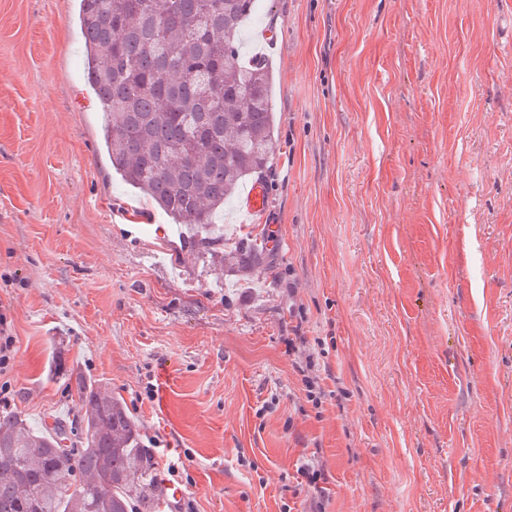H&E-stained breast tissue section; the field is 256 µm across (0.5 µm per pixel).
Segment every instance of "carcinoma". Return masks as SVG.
I'll use <instances>...</instances> for the list:
<instances>
[{
  "mask_svg": "<svg viewBox=\"0 0 512 512\" xmlns=\"http://www.w3.org/2000/svg\"><path fill=\"white\" fill-rule=\"evenodd\" d=\"M263 0H80L84 76L121 181L192 234L180 250L243 280L270 269L272 237L215 229L273 151L269 61L242 58ZM72 414L32 427L0 412V512H157L166 487L141 426L105 384L66 369Z\"/></svg>",
  "mask_w": 512,
  "mask_h": 512,
  "instance_id": "1",
  "label": "carcinoma"
}]
</instances>
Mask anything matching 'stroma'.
Instances as JSON below:
<instances>
[{"label": "stroma", "mask_w": 512, "mask_h": 512, "mask_svg": "<svg viewBox=\"0 0 512 512\" xmlns=\"http://www.w3.org/2000/svg\"><path fill=\"white\" fill-rule=\"evenodd\" d=\"M245 37L275 112L264 217L224 220L274 238L247 288L113 174L78 0H0V411L69 414L59 353L193 512H304L312 454L326 512H512V0H265ZM0 309V373L4 374L13 356L14 340L8 329L7 309ZM288 356H293L294 366L303 373V383L306 391V398L316 407L322 404V398L325 397V391L319 384L320 375L315 373L314 356L310 348L307 347L305 336H295L286 341ZM305 363V368L302 364ZM307 372V374H305Z\"/></svg>", "instance_id": "obj_1"}]
</instances>
